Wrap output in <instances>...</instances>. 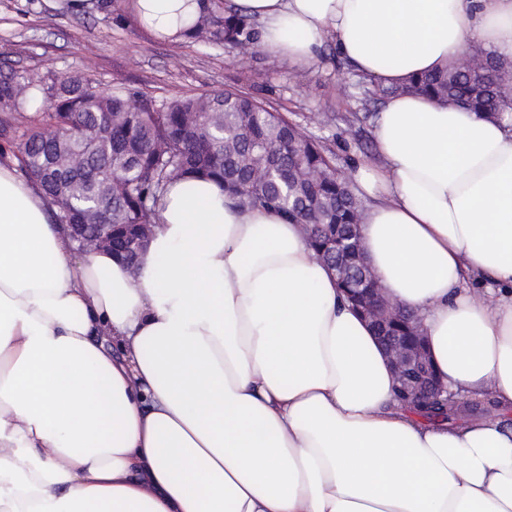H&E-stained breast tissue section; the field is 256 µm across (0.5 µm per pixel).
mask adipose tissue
I'll return each mask as SVG.
<instances>
[{
	"label": "adipose tissue",
	"instance_id": "1",
	"mask_svg": "<svg viewBox=\"0 0 512 512\" xmlns=\"http://www.w3.org/2000/svg\"><path fill=\"white\" fill-rule=\"evenodd\" d=\"M274 59L326 42L391 85L481 44L512 0H231ZM172 36L197 0H130ZM353 173L386 293L420 314L452 390L512 409V121L410 93ZM0 512H512V427L427 423L303 225L171 184L136 265L76 255L0 161Z\"/></svg>",
	"mask_w": 512,
	"mask_h": 512
}]
</instances>
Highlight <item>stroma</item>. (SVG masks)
<instances>
[{
    "label": "stroma",
    "instance_id": "stroma-1",
    "mask_svg": "<svg viewBox=\"0 0 512 512\" xmlns=\"http://www.w3.org/2000/svg\"><path fill=\"white\" fill-rule=\"evenodd\" d=\"M0 0V71L51 84L79 76L103 90H135L162 99L242 92L305 125L345 171L371 157L379 103L372 82L326 46L321 64L301 69L269 58L261 46L189 44L173 56L114 0Z\"/></svg>",
    "mask_w": 512,
    "mask_h": 512
}]
</instances>
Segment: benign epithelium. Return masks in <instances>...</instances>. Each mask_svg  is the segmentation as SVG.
I'll return each instance as SVG.
<instances>
[{
	"label": "benign epithelium",
	"mask_w": 512,
	"mask_h": 512,
	"mask_svg": "<svg viewBox=\"0 0 512 512\" xmlns=\"http://www.w3.org/2000/svg\"><path fill=\"white\" fill-rule=\"evenodd\" d=\"M73 228L82 253L112 241L110 224H75ZM356 279L360 287L349 289V296L369 326L378 333L377 339L394 375L399 401L425 414L439 404L450 402L462 413H468L470 405L460 401L437 375L420 318L389 298L371 269L362 270Z\"/></svg>",
	"instance_id": "1"
}]
</instances>
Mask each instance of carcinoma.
Wrapping results in <instances>:
<instances>
[{"instance_id":"obj_1","label":"carcinoma","mask_w":512,"mask_h":512,"mask_svg":"<svg viewBox=\"0 0 512 512\" xmlns=\"http://www.w3.org/2000/svg\"><path fill=\"white\" fill-rule=\"evenodd\" d=\"M200 3L184 42L258 43L256 25L228 0ZM467 56L481 66L452 62L374 94L412 91L493 118L512 113V64L476 45ZM31 90L24 77L0 73V141L16 143L20 170L43 188L58 224H110L115 236L128 224L149 227L169 185L191 175L222 181L242 209L272 208L306 225L315 251L347 250L346 233L361 224L350 175L304 126L248 94L156 101L66 77L48 87L52 111L38 119L27 113Z\"/></svg>"}]
</instances>
